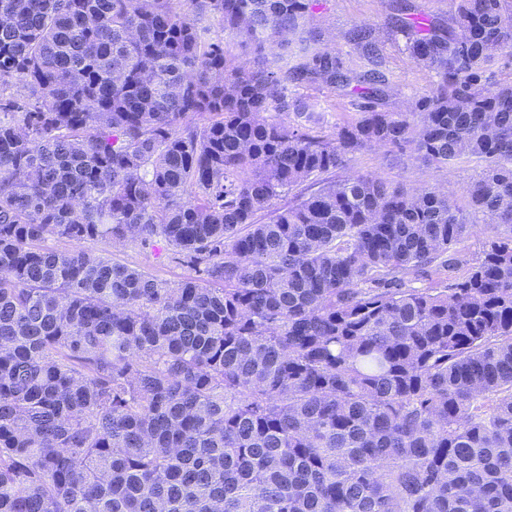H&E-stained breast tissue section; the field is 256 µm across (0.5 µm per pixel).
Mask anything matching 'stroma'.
Wrapping results in <instances>:
<instances>
[{"mask_svg": "<svg viewBox=\"0 0 512 512\" xmlns=\"http://www.w3.org/2000/svg\"><path fill=\"white\" fill-rule=\"evenodd\" d=\"M403 0H321L309 18V27L319 45L336 49L348 65L359 72L377 69L392 84L391 110H404L408 99L425 93L434 80L433 74L411 63L403 53L402 40L393 38L391 31L400 13ZM369 28L381 47V57L372 63L352 39L356 26ZM295 96L307 101L312 121L323 133L335 127L354 122L357 112L350 97L324 88L302 85ZM479 168L474 161L458 160L436 166L417 159L411 148L367 146L349 156L347 164L338 169L339 177L357 173H372L385 181L410 189L435 187L447 193L458 206H466L463 195L465 184L472 180ZM85 248L96 254H108L113 260L138 267L160 279L177 283L190 275L188 267L157 257L147 250L129 246L86 242Z\"/></svg>", "mask_w": 512, "mask_h": 512, "instance_id": "1", "label": "stroma"}]
</instances>
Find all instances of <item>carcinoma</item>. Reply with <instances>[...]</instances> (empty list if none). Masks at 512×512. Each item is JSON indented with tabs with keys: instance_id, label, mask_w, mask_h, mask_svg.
Returning <instances> with one entry per match:
<instances>
[{
	"instance_id": "obj_1",
	"label": "carcinoma",
	"mask_w": 512,
	"mask_h": 512,
	"mask_svg": "<svg viewBox=\"0 0 512 512\" xmlns=\"http://www.w3.org/2000/svg\"><path fill=\"white\" fill-rule=\"evenodd\" d=\"M315 2L0 0V512H512V83L489 71L512 0L400 7L437 77L404 112L332 48L288 65ZM194 13L262 59L228 67ZM290 84L359 117L269 120L307 112ZM374 144L482 164L469 208L502 231L451 284L410 286L476 224L436 188L336 179ZM293 95L307 101L313 113L310 125L318 127L323 134H330L335 127L352 123L358 117L349 96L308 85L293 89ZM83 247L96 254L106 253L113 260L138 267L172 284L178 283L191 274L188 267L169 260L165 251L157 258V255L154 256L149 250L143 251L121 245L112 246L96 241H88L83 244Z\"/></svg>"
}]
</instances>
